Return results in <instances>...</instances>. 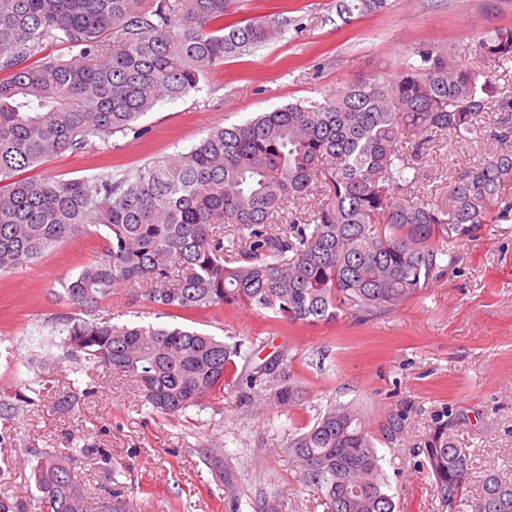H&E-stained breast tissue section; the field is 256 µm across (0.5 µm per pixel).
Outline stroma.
<instances>
[{"instance_id":"35a3bbf8","label":"stroma","mask_w":512,"mask_h":512,"mask_svg":"<svg viewBox=\"0 0 512 512\" xmlns=\"http://www.w3.org/2000/svg\"><path fill=\"white\" fill-rule=\"evenodd\" d=\"M280 10L292 20L281 38L226 59L199 91L160 101L142 120L141 138L117 135L48 158L35 176L133 171L189 149L214 126L243 123L359 77L395 73L417 47H450L454 63L469 64L480 34L512 26V0H386L383 10L347 23L336 0H239L236 17ZM498 148L485 134L425 146L416 162L420 195L444 199L449 182L470 176ZM100 245L99 237L79 234L0 274V389L24 392L46 374L75 379L78 364L62 345L75 309L53 284L92 262ZM442 245L453 261L425 290L394 311L366 317L288 323L247 306L172 317L144 306L130 289L113 291L99 301L96 317L190 326L241 343L247 358L239 369L268 387L290 373L302 390L298 405L285 409L232 389L163 419L144 405L130 377L103 374L71 413L38 401L0 419V494L36 496L28 476L38 452H63L80 438L110 449L115 471L109 482L96 460L74 462L92 512H326L287 443L329 405L353 403L376 437L396 512H470L478 483L455 508L444 507L422 448L446 413L476 471L512 466V220L469 235L448 231ZM392 416L401 428L389 436L383 428Z\"/></svg>"}]
</instances>
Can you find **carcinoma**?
<instances>
[{
  "mask_svg": "<svg viewBox=\"0 0 512 512\" xmlns=\"http://www.w3.org/2000/svg\"><path fill=\"white\" fill-rule=\"evenodd\" d=\"M236 2L0 0V272L103 230L96 259L58 282L80 311L67 318L63 346L80 361L86 388L101 369L126 373L165 418L242 385L241 345L190 328L95 317L114 289L132 288L171 316L239 305L291 322L391 311L427 288L446 256V226L468 233L512 216V150L451 183L446 205L414 199L420 179L410 154L445 136L476 134L490 112L512 110V96L484 67L512 61V27L483 33L469 65L450 64L444 49H417L393 77L360 79L215 128L133 173L23 176L93 139L142 135L139 122L158 101L199 89L225 59L281 37L292 23L283 11L228 22ZM385 4L336 0V11L348 22ZM47 42L66 53L32 61ZM272 398L296 405L297 384L283 377ZM75 401L70 382L54 393L61 412ZM32 403L0 389V407ZM288 448L330 512H395L374 435L356 407H329ZM78 454L112 473L106 448L46 451L29 476L36 504L1 495L0 512H88L70 470ZM425 461L443 503L477 481L472 512H512V478L475 471L453 422L435 423Z\"/></svg>",
  "mask_w": 512,
  "mask_h": 512,
  "instance_id": "carcinoma-1",
  "label": "carcinoma"
}]
</instances>
